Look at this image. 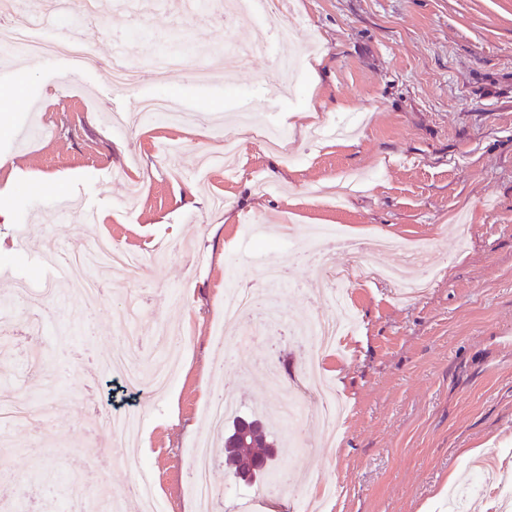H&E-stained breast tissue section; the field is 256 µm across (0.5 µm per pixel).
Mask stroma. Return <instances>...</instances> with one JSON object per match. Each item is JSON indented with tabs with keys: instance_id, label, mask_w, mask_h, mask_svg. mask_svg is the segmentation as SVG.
<instances>
[{
	"instance_id": "35a3bbf8",
	"label": "stroma",
	"mask_w": 512,
	"mask_h": 512,
	"mask_svg": "<svg viewBox=\"0 0 512 512\" xmlns=\"http://www.w3.org/2000/svg\"><path fill=\"white\" fill-rule=\"evenodd\" d=\"M299 38L292 82L267 73L266 50L284 26ZM144 30V41L129 39ZM265 32V49L238 58L243 71L200 82L152 73L156 44L191 39L201 49L240 44ZM76 37L103 66L68 69L67 57L28 56L0 67V299L18 280L49 274L48 240L72 246L109 237L142 257L135 278L107 277L97 301L71 293L72 273L55 277L54 298L30 290L17 304L34 331L13 335L0 322V399L33 407L0 429V512H93L58 492L79 478L106 488L118 512H142L136 490L149 481L165 512H196L188 491L189 452L208 434L210 395L229 390L241 417L271 418L292 401L315 407L304 369L312 343L260 321L223 327L227 285L260 287L268 263L287 266L295 288L276 293L286 321L330 312L296 258L311 226L425 253L435 273L427 293L404 297L388 281L352 275L353 328L323 367L348 405L336 438L314 420L271 427L295 458L273 465L286 490L264 492L259 512H438L445 489L471 468L512 469V0H285L280 11L212 14L197 22L169 0H105L100 17L78 21ZM144 74L135 97L115 91L114 50ZM318 64L320 81L309 67ZM168 98L185 113L226 116L221 130L132 118L140 99ZM317 117H309V106ZM348 122L351 138L314 140L315 123ZM287 129V149H263L253 135ZM250 130L232 168L197 170V156L224 151L225 133ZM41 179L39 193L29 185ZM196 191L198 204L187 194ZM99 210V221L67 220L71 192ZM31 248L20 253L17 237ZM136 301L140 333L130 351L140 366L165 360L160 340H176L171 386L142 391L134 455L118 456L104 423L105 362L124 332L116 307ZM50 462L56 483H34ZM234 512L240 481L222 459L211 475Z\"/></svg>"
}]
</instances>
